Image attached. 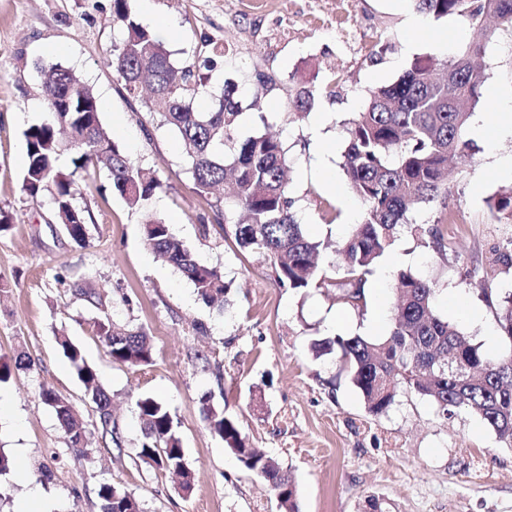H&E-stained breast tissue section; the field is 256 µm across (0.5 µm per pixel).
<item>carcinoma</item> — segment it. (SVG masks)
<instances>
[{
	"label": "carcinoma",
	"instance_id": "cac0c4a2",
	"mask_svg": "<svg viewBox=\"0 0 512 512\" xmlns=\"http://www.w3.org/2000/svg\"><path fill=\"white\" fill-rule=\"evenodd\" d=\"M417 10L437 19L463 18L471 31L465 49L444 62L416 58L395 83L369 93L366 108L348 122L343 171L362 207L361 222L336 245V272L320 263L321 243L312 240L296 220L288 155L283 143L269 133L238 135L241 104L235 85L214 87L194 65L176 67L171 52L149 26L131 15L127 0H112V15L121 38L112 49V68L123 81L126 95L138 100L157 125L177 131L185 162L201 193L220 187L223 194L212 207L234 217L238 246L265 258L278 283L292 290L334 288L336 299L353 310L367 305L365 283L379 259L404 226L414 225L410 214L422 206L445 204L448 162L469 155L466 139L470 108L483 97V57L494 29L487 19L512 27V0H414ZM42 93L51 119L24 132L27 164L23 188L36 199L49 194L56 223L68 229L76 244H88L85 210L76 204V175L89 169L108 171L112 191L126 205L145 212L144 236L152 251L194 286L210 307L221 308L228 283L214 266L200 263L195 253L147 205L162 187L154 172L112 138L101 120L99 98L73 68L57 62L43 70ZM316 77L300 76L288 94L286 111L306 115L313 108ZM198 101L211 103L201 112ZM73 155V170L58 165L64 153ZM494 214L512 217V189L488 199ZM428 246L443 255L450 248L441 229L425 230ZM493 262L512 268V238L492 249ZM398 300L391 322L380 336H336L323 341L336 350L352 384L369 413L380 416L406 391L448 415L459 409L474 412L505 445L512 447V293L497 305L496 315L508 344L489 354L474 344L433 309L434 284L408 270L396 274ZM112 360L136 367L153 358L151 337L141 328L95 322ZM57 343L85 388V403L110 425L111 396L94 367L69 336ZM23 353L14 364L0 365V382L12 371L29 369ZM41 401L49 406L69 437L70 447L85 452L89 436L82 411L68 397L44 388ZM213 433L235 457L249 453L243 466L278 494L282 512H299L291 474L269 454L245 442L236 422L224 410L203 400ZM142 422L137 456L149 465L177 474L181 489L190 491L189 469L177 422L159 400L144 396L135 402ZM98 497L102 512H143L127 491L104 482Z\"/></svg>",
	"mask_w": 512,
	"mask_h": 512
}]
</instances>
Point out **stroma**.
<instances>
[{
    "mask_svg": "<svg viewBox=\"0 0 512 512\" xmlns=\"http://www.w3.org/2000/svg\"><path fill=\"white\" fill-rule=\"evenodd\" d=\"M153 3L175 24L177 38L167 47L177 62L210 61L213 86L235 84L243 107L239 135L263 130L283 142L294 210L311 239L328 243L327 263L336 259L333 244L361 214L341 166L349 119L365 108L370 89L396 81L415 58L448 59L470 38L462 19L426 16L411 0H331L337 22L355 16L368 47L388 44L374 62L367 51H346L309 0ZM285 10L294 16L297 38L269 46L267 34ZM413 22L424 32L410 42L405 34ZM450 31L454 39L438 49ZM118 38L112 0H0V212L11 218L9 230L0 232V363L20 352L32 363L0 382L12 398L10 412L0 416V451L15 462L0 474V512H17L36 487L58 512H101L97 492L104 481L134 495L143 512H280L270 487L212 433L206 398L236 420L247 446L276 457L291 473L299 512H369L372 499L381 512H512V448L474 413L458 410L448 418L403 392L388 414L371 415L337 353L318 347L337 335L383 334L400 270L433 281L438 315L472 342L497 330L488 299L512 290V271L491 266V249L512 233V219L492 215L487 201L512 187V178L495 174L483 140L471 137V155L456 160L446 206L413 213L426 228L441 222L453 251L439 255L420 234L400 231L368 276L367 306L359 312L338 304L331 289L280 287L262 258L237 245L234 226L217 215L213 196L196 190L178 134L158 127L126 97L111 66ZM58 60L107 102L102 120L114 139L156 171L162 188L150 212L171 222L202 263L223 272L229 285L223 311L206 305L186 278L156 257L141 213L113 192L105 170L91 172L78 197L89 233L83 247L55 223L49 196L34 200L24 191L26 165L18 158L24 132L49 117L39 69ZM484 69V94L474 112L493 125L499 120L493 90L512 89V28L496 29ZM309 74L335 88L314 106L335 115L323 131L330 146L323 158L310 117L285 110L294 76ZM324 162L334 169V185L318 176ZM485 286L491 296L482 294ZM87 288L94 298L84 297ZM468 307L482 309L483 325L467 320ZM330 313L339 318L337 329L325 322ZM106 315L151 336L150 364L113 362L94 328ZM61 333L81 348L112 397L114 433L84 407L90 445L82 456L39 397L51 388L74 403L84 399L57 344ZM143 396L162 401L178 423L194 477L190 492L136 455L142 432L134 406ZM39 463L53 470L51 480L30 475Z\"/></svg>",
    "mask_w": 512,
    "mask_h": 512,
    "instance_id": "stroma-1",
    "label": "stroma"
}]
</instances>
